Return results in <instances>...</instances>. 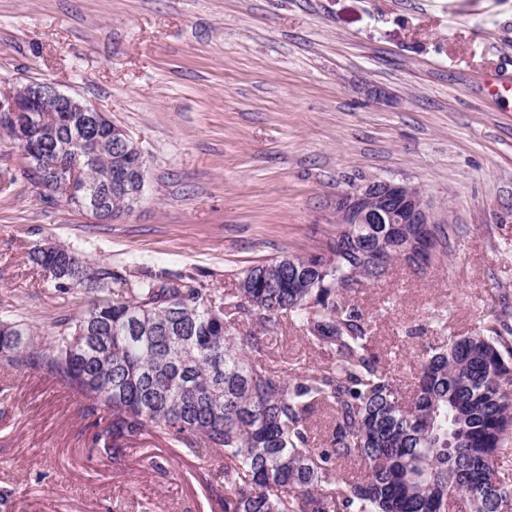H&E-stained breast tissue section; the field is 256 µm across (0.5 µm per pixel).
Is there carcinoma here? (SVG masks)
<instances>
[{"mask_svg": "<svg viewBox=\"0 0 512 512\" xmlns=\"http://www.w3.org/2000/svg\"><path fill=\"white\" fill-rule=\"evenodd\" d=\"M131 162L104 137L84 166L109 212L128 208L111 183ZM453 232L432 226L431 263L448 257ZM406 241L388 224H360L330 245L332 272L317 256L283 254L245 270L220 302L191 278L130 281L68 246L34 247L32 264L86 305L46 336L0 313V360L52 376L84 397L89 414L107 412V453L150 436L193 459L205 482L211 453L222 454L224 512H512V477L499 471L512 452L509 295L470 334L423 349L416 389L403 396L369 354L372 324L352 293L386 275L374 245L410 265ZM285 317L322 354L292 379L262 354ZM87 327L97 344L77 354ZM318 407L334 415L323 448L311 446L306 425Z\"/></svg>", "mask_w": 512, "mask_h": 512, "instance_id": "obj_1", "label": "carcinoma"}]
</instances>
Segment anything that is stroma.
I'll return each instance as SVG.
<instances>
[{"label":"stroma","instance_id":"1","mask_svg":"<svg viewBox=\"0 0 512 512\" xmlns=\"http://www.w3.org/2000/svg\"><path fill=\"white\" fill-rule=\"evenodd\" d=\"M43 78L149 163L143 200L97 224L37 188L0 133V312L40 332L85 297L47 283L32 247L217 298L259 262L323 252L337 194L374 176L416 186L458 228L444 264H395L354 296L402 384L434 311L461 335L512 289V91L488 87L512 81V0H0V82ZM266 359L294 376L320 357L286 325ZM84 406L0 363V512H223V458L206 483L151 439L107 454V416Z\"/></svg>","mask_w":512,"mask_h":512}]
</instances>
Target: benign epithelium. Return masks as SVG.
<instances>
[{
	"mask_svg": "<svg viewBox=\"0 0 512 512\" xmlns=\"http://www.w3.org/2000/svg\"><path fill=\"white\" fill-rule=\"evenodd\" d=\"M45 100L56 104V115L50 123L35 116L39 104ZM101 119L103 114L98 109L62 92L48 79L16 84L14 89L0 94V130L26 149L30 166L36 172L49 166L63 169V177L52 184V190L67 202L85 190L81 174L89 157L98 149ZM75 125L83 131L76 149H50L56 140L57 127ZM147 169L148 158L140 149L138 179L135 189L130 191L134 206L144 193ZM331 223L343 228L352 224H420L427 228L438 223V219L417 187L376 177L336 195Z\"/></svg>",
	"mask_w": 512,
	"mask_h": 512,
	"instance_id": "obj_1",
	"label": "benign epithelium"
}]
</instances>
